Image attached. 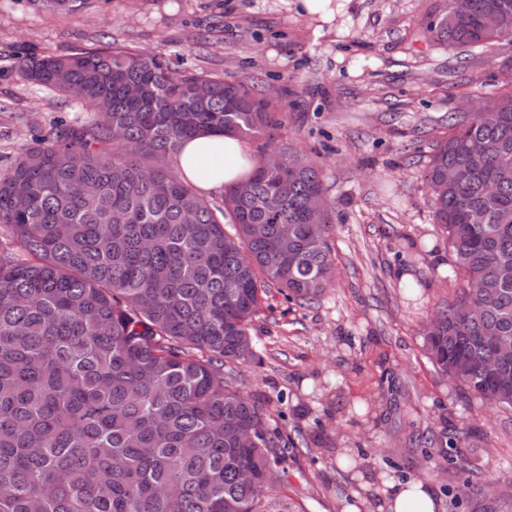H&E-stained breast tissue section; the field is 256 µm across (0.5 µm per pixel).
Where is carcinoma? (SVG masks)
Returning a JSON list of instances; mask_svg holds the SVG:
<instances>
[{
	"label": "carcinoma",
	"mask_w": 512,
	"mask_h": 512,
	"mask_svg": "<svg viewBox=\"0 0 512 512\" xmlns=\"http://www.w3.org/2000/svg\"><path fill=\"white\" fill-rule=\"evenodd\" d=\"M38 3L71 13L85 0ZM426 29L455 49L498 43L512 38V0L447 7ZM16 72L83 118L52 124L0 174V238L18 244L0 246V512H261L267 470L294 441L269 431L224 365L255 357L240 341L267 288L310 301L332 284L330 215L306 214L322 165L275 141L287 115L265 88L179 58L108 43L21 59ZM204 133L263 141L221 207L176 162ZM473 140L485 152H469ZM450 166L467 178L440 191ZM422 177L463 276L435 312L428 358L512 408L483 370L495 359L512 391V93L448 115ZM470 301L482 305L474 320ZM248 427L258 444L240 448ZM466 438L434 434L421 453L471 474Z\"/></svg>",
	"instance_id": "carcinoma-1"
}]
</instances>
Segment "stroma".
<instances>
[{"label":"stroma","mask_w":512,"mask_h":512,"mask_svg":"<svg viewBox=\"0 0 512 512\" xmlns=\"http://www.w3.org/2000/svg\"><path fill=\"white\" fill-rule=\"evenodd\" d=\"M335 2L319 30L283 0H87L70 15L0 0V172L80 115L17 75L25 53L114 42L275 89L282 140L323 152L336 277L307 304L269 289L250 329L256 360L229 368L270 431L297 440L262 512H343L365 478L423 482L439 512H512L505 500L455 502L462 473L415 444L428 430H466L481 480L499 493L512 480V408L442 376L421 335L461 286L421 173L449 114L474 112L512 81V43L435 42L426 23L446 0Z\"/></svg>","instance_id":"obj_1"}]
</instances>
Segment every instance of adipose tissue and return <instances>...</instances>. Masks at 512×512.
<instances>
[{
    "mask_svg": "<svg viewBox=\"0 0 512 512\" xmlns=\"http://www.w3.org/2000/svg\"><path fill=\"white\" fill-rule=\"evenodd\" d=\"M245 141L233 136H198L187 142L177 159L186 178L200 191L214 192L240 180L249 166ZM383 501L375 512H437L431 489L422 482L384 483Z\"/></svg>",
    "mask_w": 512,
    "mask_h": 512,
    "instance_id": "obj_1",
    "label": "adipose tissue"
}]
</instances>
